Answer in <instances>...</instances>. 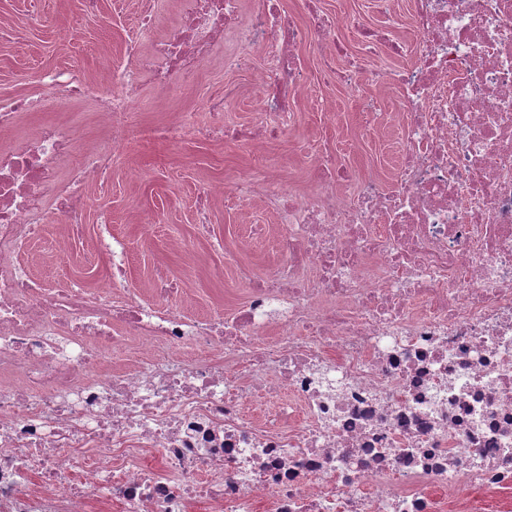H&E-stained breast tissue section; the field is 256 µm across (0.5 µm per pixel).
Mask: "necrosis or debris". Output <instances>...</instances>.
Segmentation results:
<instances>
[{"mask_svg":"<svg viewBox=\"0 0 512 512\" xmlns=\"http://www.w3.org/2000/svg\"><path fill=\"white\" fill-rule=\"evenodd\" d=\"M177 4L159 38L142 13L124 63L96 78L42 74L53 98L95 102L108 136L67 179L64 122L0 146V512H512V0H415V63L377 79L402 106L394 189L343 191L353 176L326 152L312 203L262 171L279 258L206 322L171 304L164 276L148 301L118 268L33 287L17 247L54 224L68 249L82 185L106 184L124 149L130 98L173 88L225 34L242 47L228 64L266 58L257 145L295 123L290 97L404 45L350 15L298 23L279 0ZM340 28L362 41L341 68Z\"/></svg>","mask_w":512,"mask_h":512,"instance_id":"obj_1","label":"necrosis or debris"}]
</instances>
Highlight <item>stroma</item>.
Returning <instances> with one entry per match:
<instances>
[{
    "mask_svg": "<svg viewBox=\"0 0 512 512\" xmlns=\"http://www.w3.org/2000/svg\"><path fill=\"white\" fill-rule=\"evenodd\" d=\"M414 0H317L322 16L355 14L366 24L384 27L392 38L412 43L408 26ZM153 7L158 31H165L177 17L174 0H99L96 14H88L84 0H40L37 22H30V0H0V23L9 29L0 37V99L20 94H38V77L43 70L75 69L96 76L105 63L121 62L125 41L138 24L143 7ZM237 39L226 35L222 54L207 63L200 73L163 93L142 84L129 105L131 135L117 160L108 185L91 183L86 193L91 200L83 218V234L66 255L49 254L56 233L46 226L41 239L28 242L19 272L42 287L55 286L72 278L93 284L112 271L111 253L97 243L113 237L124 243L127 274L124 285L131 292H147L157 270H165L189 299L191 317L205 319L230 315L243 303L249 281L266 275L279 249L275 231L279 210L262 186H255L243 201H214L207 218H200L197 196L209 180L236 182L253 175L261 162L275 164L289 191L310 197L309 159L306 145L326 146L336 166L356 170L363 178L376 179L382 187L392 185V165L400 148L398 130L387 138L367 135L362 128L366 105L376 97L371 73H392L409 67L412 53L383 55L365 60L356 85L324 84L320 98L336 114L335 124L325 127L318 112L306 99H296L297 120L277 141L255 148L244 140H200L187 138L171 146L155 138L152 131L164 118L165 109L192 113L200 126L225 123L253 128L257 115L252 94L257 73L265 65L259 50H252L246 65H225V56L236 53ZM232 86L235 95L214 114L201 105L203 96ZM42 97L34 122L69 120L75 123L83 142L100 139L92 119L91 102L65 103ZM139 210L152 222L150 233L130 223L131 210ZM268 226L250 253L239 254V236L250 225Z\"/></svg>",
    "mask_w": 512,
    "mask_h": 512,
    "instance_id": "obj_1",
    "label": "stroma"
}]
</instances>
